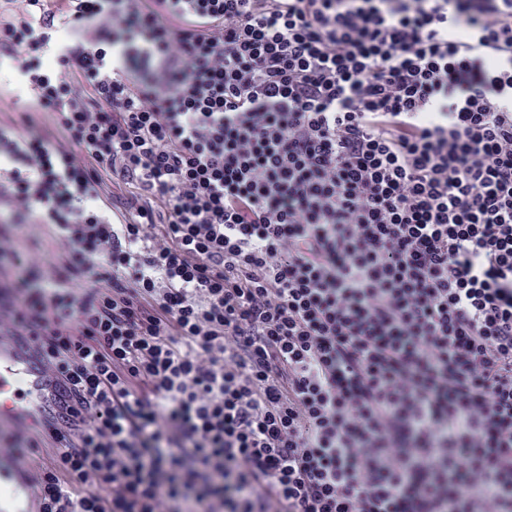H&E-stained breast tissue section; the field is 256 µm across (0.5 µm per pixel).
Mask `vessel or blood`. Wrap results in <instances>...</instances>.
Wrapping results in <instances>:
<instances>
[{
	"instance_id": "1",
	"label": "vessel or blood",
	"mask_w": 512,
	"mask_h": 512,
	"mask_svg": "<svg viewBox=\"0 0 512 512\" xmlns=\"http://www.w3.org/2000/svg\"><path fill=\"white\" fill-rule=\"evenodd\" d=\"M50 374L10 336H0V423L38 426L52 388ZM0 512H38L30 482L0 462Z\"/></svg>"
}]
</instances>
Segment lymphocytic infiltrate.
I'll return each mask as SVG.
<instances>
[{
  "mask_svg": "<svg viewBox=\"0 0 512 512\" xmlns=\"http://www.w3.org/2000/svg\"><path fill=\"white\" fill-rule=\"evenodd\" d=\"M5 2L40 512H512V0Z\"/></svg>",
  "mask_w": 512,
  "mask_h": 512,
  "instance_id": "lymphocytic-infiltrate-1",
  "label": "lymphocytic infiltrate"
}]
</instances>
